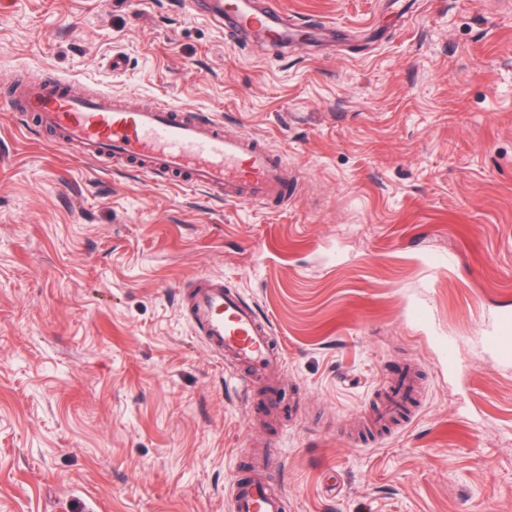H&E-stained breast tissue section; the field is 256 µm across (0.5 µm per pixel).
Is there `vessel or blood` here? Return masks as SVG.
Here are the masks:
<instances>
[{
	"label": "vessel or blood",
	"instance_id": "obj_1",
	"mask_svg": "<svg viewBox=\"0 0 512 512\" xmlns=\"http://www.w3.org/2000/svg\"><path fill=\"white\" fill-rule=\"evenodd\" d=\"M196 12L229 28L241 41L262 40L279 50L304 47L318 25L289 22L278 0H189ZM0 106L15 112L20 123L77 150L98 166L117 162L161 182H183L227 200L282 207L292 196L281 156L248 135H229L208 114L169 101L135 107L108 90L75 93L66 80L45 71L0 87ZM192 324L237 369L244 398L259 381L274 398L270 376L283 363L270 322L260 319L255 303L226 288L222 279L196 276L190 292ZM480 347L512 360V314L503 313ZM415 386L409 378L390 388L387 403L371 422L385 423L399 413ZM233 512H285L270 455L256 451L249 476L232 479Z\"/></svg>",
	"mask_w": 512,
	"mask_h": 512
}]
</instances>
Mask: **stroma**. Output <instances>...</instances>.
Masks as SVG:
<instances>
[{
    "label": "stroma",
    "instance_id": "35a3bbf8",
    "mask_svg": "<svg viewBox=\"0 0 512 512\" xmlns=\"http://www.w3.org/2000/svg\"><path fill=\"white\" fill-rule=\"evenodd\" d=\"M409 2L281 0L331 30L273 59L185 0H0V82L209 113L296 184L273 212L105 172L0 110V512H232L259 446L287 512H512V363L479 347L512 311V0ZM199 274L272 324L277 417L188 319ZM409 366L412 418L366 432Z\"/></svg>",
    "mask_w": 512,
    "mask_h": 512
}]
</instances>
